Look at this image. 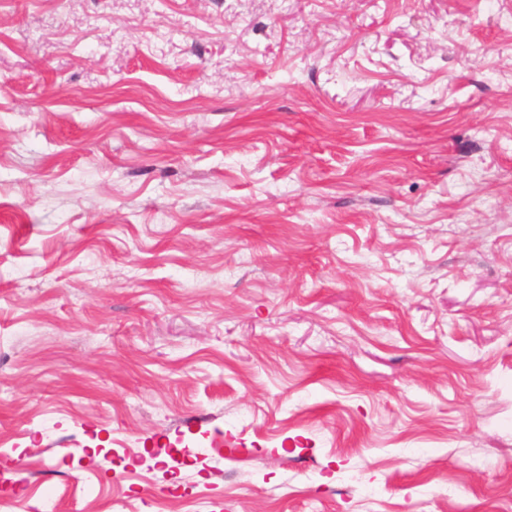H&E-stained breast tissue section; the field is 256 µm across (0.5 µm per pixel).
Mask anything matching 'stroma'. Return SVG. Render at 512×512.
Segmentation results:
<instances>
[{"label": "stroma", "mask_w": 512, "mask_h": 512, "mask_svg": "<svg viewBox=\"0 0 512 512\" xmlns=\"http://www.w3.org/2000/svg\"><path fill=\"white\" fill-rule=\"evenodd\" d=\"M10 512H512V0H0Z\"/></svg>", "instance_id": "1"}]
</instances>
